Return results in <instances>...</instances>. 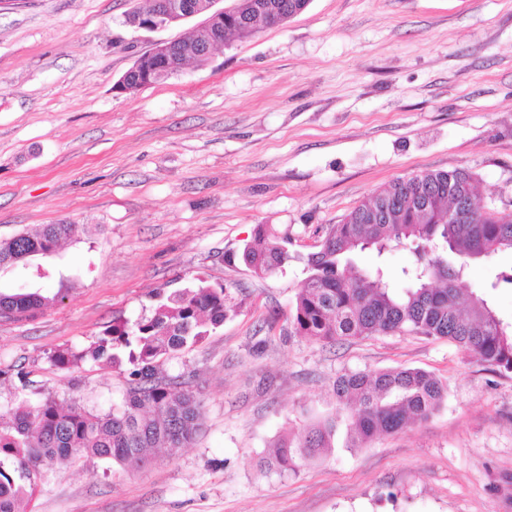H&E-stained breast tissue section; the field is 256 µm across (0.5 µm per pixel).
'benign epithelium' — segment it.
<instances>
[{"instance_id":"benign-epithelium-1","label":"benign epithelium","mask_w":512,"mask_h":512,"mask_svg":"<svg viewBox=\"0 0 512 512\" xmlns=\"http://www.w3.org/2000/svg\"><path fill=\"white\" fill-rule=\"evenodd\" d=\"M216 2L217 0H155L151 13L128 14V25L149 31L172 28L183 20L202 16L204 20L197 26L202 37L195 42H185L177 38L154 43L115 83L114 90L120 94H126L133 89L141 90L156 84L161 75L169 78L177 75L188 60L211 57L213 51L224 44V18L236 17L247 8L265 15L269 25H274L275 12L261 0H236L232 8L225 10L214 9Z\"/></svg>"}]
</instances>
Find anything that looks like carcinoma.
<instances>
[{
	"label": "carcinoma",
	"mask_w": 512,
	"mask_h": 512,
	"mask_svg": "<svg viewBox=\"0 0 512 512\" xmlns=\"http://www.w3.org/2000/svg\"><path fill=\"white\" fill-rule=\"evenodd\" d=\"M310 0H269L284 24ZM265 22L249 13L224 23V35H241ZM471 174L464 170L421 171L399 177L369 201L330 226L318 250L308 254L306 278L289 316L293 332L315 342L335 344L391 332L446 338L480 363L512 372V324L505 323L488 299L469 290L471 260L512 250V211L475 207ZM471 209L468 220L461 212ZM77 224H41L32 232L0 240V269L23 268L35 256L53 254L77 236ZM291 238L273 226H257L240 260L253 274L273 275L293 256ZM410 247L412 262L396 279L358 268L351 255L373 248L383 253ZM62 292L0 291V318L32 316L63 300ZM230 297L222 285L204 281L176 291L151 316L133 325L117 323L87 351L65 349L52 356L70 370L90 356L105 366H133L121 402L107 411L74 405L66 409L46 397L22 400L0 422V512H27L43 476V466L57 459L90 457L139 468L149 451L174 455L187 448L199 426L201 401L191 382L158 369L161 358L189 349L224 324ZM334 412L298 417L300 433L281 435L271 459L282 474L298 473L333 448L340 426L346 447L362 448L379 434L402 431L423 422L442 406L447 389L430 372L415 368L355 372L333 383Z\"/></svg>",
	"instance_id": "1"
}]
</instances>
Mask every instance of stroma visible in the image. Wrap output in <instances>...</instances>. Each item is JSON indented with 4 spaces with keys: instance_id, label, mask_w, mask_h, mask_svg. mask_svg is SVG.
Instances as JSON below:
<instances>
[{
    "instance_id": "35a3bbf8",
    "label": "stroma",
    "mask_w": 512,
    "mask_h": 512,
    "mask_svg": "<svg viewBox=\"0 0 512 512\" xmlns=\"http://www.w3.org/2000/svg\"><path fill=\"white\" fill-rule=\"evenodd\" d=\"M144 0H0V239L82 225L0 289L63 292L0 320V414L45 397L108 410L131 365L51 357L88 347L171 293L206 281L238 305L193 349L162 359L202 402L194 443L130 470L87 457L45 468L34 512H512V373L445 339L403 332L333 345L291 332L302 255L400 176L462 169L485 209L512 211V0H310L233 37L205 65L120 95L115 82L173 29L125 23ZM294 255L260 278L239 261L257 225ZM512 252L471 262V288L512 321L496 286ZM435 374L430 419L333 453L298 474L259 459L300 411H334L339 375Z\"/></svg>"
}]
</instances>
